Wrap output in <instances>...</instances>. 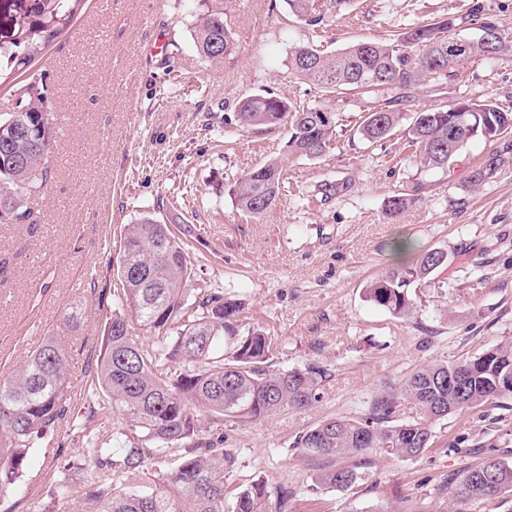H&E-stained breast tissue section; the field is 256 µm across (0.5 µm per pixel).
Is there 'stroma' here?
I'll list each match as a JSON object with an SVG mask.
<instances>
[{
  "instance_id": "obj_1",
  "label": "stroma",
  "mask_w": 512,
  "mask_h": 512,
  "mask_svg": "<svg viewBox=\"0 0 512 512\" xmlns=\"http://www.w3.org/2000/svg\"><path fill=\"white\" fill-rule=\"evenodd\" d=\"M468 0H352L335 10L319 0L320 26L288 15L284 0H111L86 11L48 47L46 74L54 103L55 143L49 180L30 200L38 221L0 224V373L23 366L46 336L69 355L68 412L28 453L22 478L0 494V512H75L56 492L79 482L95 454L82 425L126 431L122 417H89L87 380L96 368L104 326L116 310L114 261L125 225L142 216L185 231L196 291L216 288L244 304L246 326L275 340V367L317 362L328 375L312 406L246 424L225 423L224 445L236 457L229 485L256 479L290 490L288 512H443L436 488L481 449L512 465V399L453 415L435 428L429 452L415 460L373 458L349 496L317 483L313 463L295 448L320 420L359 417L380 393L398 391L414 369L454 362L512 341V133L475 139L450 169H428L410 147L406 126L379 143L356 134L361 116L397 100L381 86L360 96L324 92L291 74L294 50L337 51L358 40L400 46L422 22L464 13ZM224 15L230 54L206 58L194 44L198 17ZM165 53H150L154 39ZM267 91L297 106L336 115V138L324 155L284 160L285 189L260 218L241 216L237 179L281 153L287 126L239 127V102ZM460 99L490 100L512 111V52L478 56L452 78L428 76L399 102L411 113ZM502 159L482 185L470 176L490 154ZM413 202L388 216L389 197ZM411 250L399 254L395 243ZM441 248L450 262L416 290V307L396 317L369 302L367 283ZM83 303L78 329L66 327L67 304Z\"/></svg>"
}]
</instances>
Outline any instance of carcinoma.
Returning a JSON list of instances; mask_svg holds the SVG:
<instances>
[{
  "mask_svg": "<svg viewBox=\"0 0 512 512\" xmlns=\"http://www.w3.org/2000/svg\"><path fill=\"white\" fill-rule=\"evenodd\" d=\"M52 9L39 21L20 23L7 45L8 60L0 73L25 71L53 42L83 0H50ZM289 12L319 26L315 0H284ZM454 19L417 26L403 33L404 45L418 53L360 40L333 55L315 49L301 59L291 56L293 74L325 91L345 88L367 94L379 86L399 91L413 87L428 74L451 77L455 69L477 55H488L478 42L456 40ZM194 43L199 53L216 57L233 47L231 32L220 12H206L197 22ZM12 112L0 113V224H32L29 199L47 183L43 160L55 138L54 106L44 80L18 87ZM466 122L451 106L410 114L386 106L363 116L361 137L381 142L404 120L411 143L422 149L431 168L445 169L474 139L493 141L512 131V112L491 100L471 103ZM235 121L242 127L290 128L286 152L318 158L335 136L336 113L297 108L272 94L253 95L240 102ZM500 165L490 155L474 170L477 186L492 178ZM284 188L283 159L273 156L236 181L232 194L238 210L258 218L274 206ZM448 266V252L429 248L416 262L397 268L367 285L365 295L394 316L408 315L415 305V288ZM117 276L122 284V312L112 314L88 386L103 395L129 424L136 438L96 449L89 478L80 485L59 484L63 499L78 496L93 512H284L288 493L263 479L231 494L226 475L235 456L224 448V422L245 423L286 409H304L318 399L328 369L309 363L288 370L271 369L272 339L258 327L240 326L241 303L216 289L192 293L185 250L168 225L143 217L125 228ZM137 321L153 333L140 344L128 336V322ZM65 348L52 336L32 352L26 363L0 376V493L23 473L30 449L65 418L69 393ZM512 397V341L499 343L453 364L434 362L410 374L397 393H383L360 417L325 418L299 436L295 448L318 467L320 483L351 492L361 480L358 463L344 461L374 453L381 458L413 460L433 444V429L441 420ZM417 407L418 416L399 418L403 402ZM213 440L201 441L207 427ZM152 462L148 476L132 482L127 476ZM452 493L454 512L474 495L512 493V466L487 457L463 470L452 482L438 486Z\"/></svg>",
  "mask_w": 512,
  "mask_h": 512,
  "instance_id": "1",
  "label": "carcinoma"
}]
</instances>
